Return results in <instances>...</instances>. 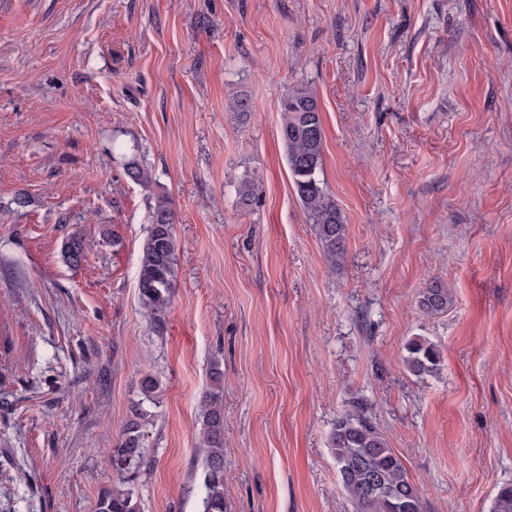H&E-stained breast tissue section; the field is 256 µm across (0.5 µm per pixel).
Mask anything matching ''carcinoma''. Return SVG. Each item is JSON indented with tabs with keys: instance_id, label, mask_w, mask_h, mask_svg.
<instances>
[{
	"instance_id": "cac0c4a2",
	"label": "carcinoma",
	"mask_w": 512,
	"mask_h": 512,
	"mask_svg": "<svg viewBox=\"0 0 512 512\" xmlns=\"http://www.w3.org/2000/svg\"><path fill=\"white\" fill-rule=\"evenodd\" d=\"M280 111V139L293 189L307 219L315 225L327 263L339 266L347 255V224L323 178L324 128L317 96L305 87L290 88L281 98ZM125 173L139 185L153 182L152 171L134 157L128 159ZM259 188L260 183L252 177L241 180L236 187L239 203L246 206L255 200ZM176 223L170 198L154 197L136 288L143 314L158 333L164 330L177 288ZM89 248L90 243L74 233L65 241L62 255L66 263L78 266ZM451 304L450 290L437 282L423 289L417 300L425 315L445 312ZM441 359L437 345L425 337H412L404 345L403 364L415 376L437 372ZM160 400L161 381L151 371L142 373L138 400L108 451L115 480L99 493L95 512H142L136 485L148 465L146 435L151 409L159 407ZM198 409L202 512H229L224 499V372L217 361L212 364L211 384L200 397ZM366 412L364 402H352L336 417L328 437L338 481L355 512H424L426 491L411 481L404 462ZM492 512H512V485L498 490Z\"/></svg>"
}]
</instances>
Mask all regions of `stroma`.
<instances>
[{
  "label": "stroma",
  "mask_w": 512,
  "mask_h": 512,
  "mask_svg": "<svg viewBox=\"0 0 512 512\" xmlns=\"http://www.w3.org/2000/svg\"><path fill=\"white\" fill-rule=\"evenodd\" d=\"M297 85L347 224L336 269L279 135ZM160 193L179 222L159 333L136 277ZM432 280L453 303L425 316ZM413 336L438 372L405 369ZM215 361L231 512H354L327 439L356 398L425 512H492L512 484V0H0V512H95L147 370L142 512H202ZM89 248V243L79 233H74L65 241L62 255L66 263L78 266L85 260ZM403 364L415 376L436 373L442 362V354L436 344L429 339L416 336L404 345Z\"/></svg>",
  "instance_id": "obj_1"
}]
</instances>
